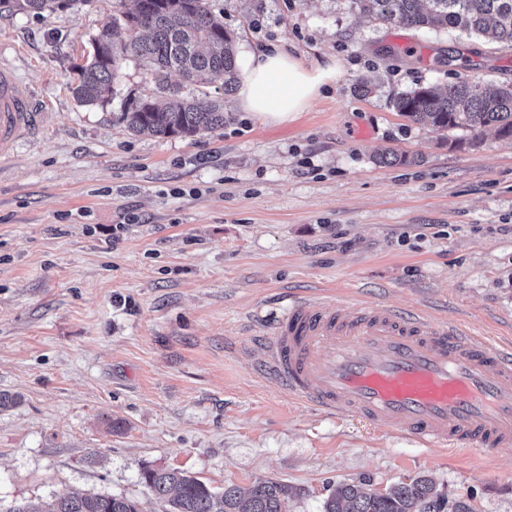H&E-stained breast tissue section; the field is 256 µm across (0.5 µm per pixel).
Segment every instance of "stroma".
Returning <instances> with one entry per match:
<instances>
[{
  "instance_id": "obj_1",
  "label": "stroma",
  "mask_w": 512,
  "mask_h": 512,
  "mask_svg": "<svg viewBox=\"0 0 512 512\" xmlns=\"http://www.w3.org/2000/svg\"><path fill=\"white\" fill-rule=\"evenodd\" d=\"M238 56L278 46L334 81L283 125L240 110L194 137L132 135L127 61L112 100L73 96L74 65L120 10L80 0L42 18L0 13V62L40 116L0 160V506L71 492L164 512L144 468L211 487L288 488L323 512L343 483L386 492L424 476L473 512H512V447L450 450L347 412L330 416L256 373L257 326L293 292L346 310L420 307L512 335V142L399 115L398 93L512 83V49L387 26L349 0H220ZM376 84L360 97L363 80ZM386 150L412 166L377 163Z\"/></svg>"
}]
</instances>
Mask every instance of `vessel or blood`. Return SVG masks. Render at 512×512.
<instances>
[{
    "label": "vessel or blood",
    "mask_w": 512,
    "mask_h": 512,
    "mask_svg": "<svg viewBox=\"0 0 512 512\" xmlns=\"http://www.w3.org/2000/svg\"><path fill=\"white\" fill-rule=\"evenodd\" d=\"M38 115L0 64V157L14 153ZM264 373L291 399L345 408L425 444L512 445V344L440 321L419 308L289 299L264 337Z\"/></svg>",
    "instance_id": "obj_1"
}]
</instances>
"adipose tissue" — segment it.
Listing matches in <instances>:
<instances>
[{"mask_svg":"<svg viewBox=\"0 0 512 512\" xmlns=\"http://www.w3.org/2000/svg\"><path fill=\"white\" fill-rule=\"evenodd\" d=\"M335 63L306 69L289 54L270 51L250 55L238 91L241 107L272 124L294 120L336 75Z\"/></svg>","mask_w":512,"mask_h":512,"instance_id":"adipose-tissue-1","label":"adipose tissue"}]
</instances>
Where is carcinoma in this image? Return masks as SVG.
Listing matches in <instances>:
<instances>
[{"mask_svg":"<svg viewBox=\"0 0 512 512\" xmlns=\"http://www.w3.org/2000/svg\"><path fill=\"white\" fill-rule=\"evenodd\" d=\"M79 0H0V13L42 17L66 11ZM217 0H131L92 40V52L76 66V99L93 105L113 97L123 61L144 59L158 95L130 96L117 119L134 134L157 138L195 136L224 127V104L206 88L224 78V91L237 83L234 33L224 27ZM360 12L391 25L428 30H459L488 37L512 49V0H351ZM178 74L192 86L184 94L168 84ZM397 112L415 124L436 129L466 128L479 136L494 131L512 140V83L495 90L459 81L445 92L417 86L399 94ZM384 165H413L418 159L392 150L379 155ZM141 479L166 512H286L288 491L278 482L258 481L247 491L231 485L214 491L177 469L146 468ZM6 512H143L141 503L101 493H67L42 507L16 502ZM324 512H472L462 501L449 503L432 481L418 477L386 493L360 484H341Z\"/></svg>","mask_w":512,"mask_h":512,"instance_id":"carcinoma-1","label":"carcinoma"}]
</instances>
